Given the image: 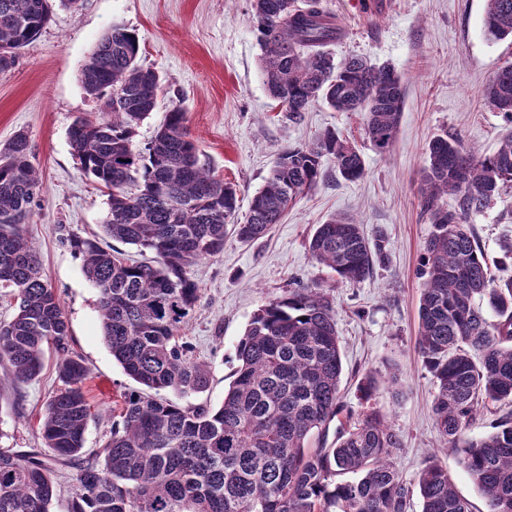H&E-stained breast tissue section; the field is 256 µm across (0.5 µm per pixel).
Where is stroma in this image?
Listing matches in <instances>:
<instances>
[{"instance_id": "1", "label": "stroma", "mask_w": 512, "mask_h": 512, "mask_svg": "<svg viewBox=\"0 0 512 512\" xmlns=\"http://www.w3.org/2000/svg\"><path fill=\"white\" fill-rule=\"evenodd\" d=\"M344 29L328 45L335 60L361 55L400 73L404 105L393 147L378 153L366 139L356 112L318 103L298 122L288 121L267 91L260 68L261 46L251 22V0H79L76 7L54 6L36 39L19 50L12 68L0 72V146L17 132L27 133L40 173V193L23 233L38 256L48 284L60 299L69 324L71 347L90 370L85 386L92 417L85 446L106 443L112 414L123 392L135 389L102 338L97 290L82 272V259L68 236L102 233L108 195L75 158L68 130L76 116L98 111L99 101L81 82L84 65L113 27L135 30L140 62L156 71L164 91L157 107L136 129L143 146L180 107L202 162L237 190L238 217H245L254 194L277 154L307 143L327 130L354 139L366 175L350 182L324 159V178L261 238L239 242L227 237L219 255L191 270L200 297L182 329L195 357L207 365L204 392L182 397V405L219 406L238 366L236 346L260 306L296 282L329 287L336 310L343 374L342 401L360 414L372 408L385 415L401 446L393 462L411 488L407 512H421L415 494L418 474L432 454H440L458 492L474 512H483L477 488L454 454H443L431 403L433 376L417 350L420 275L425 244L433 230L421 211L419 187L429 141L459 136L480 155L498 146L504 121L486 105L482 90L490 77L512 61V39L488 40L483 32L486 0H325ZM348 214L367 236L382 235L386 260L369 279L336 285L328 269L312 260L307 240L316 225ZM470 222L493 273L512 277V190ZM398 376L389 385V373ZM380 382L370 400L358 387L366 376ZM53 353L32 381L7 386L0 394V447L27 450L42 445L39 419L60 388Z\"/></svg>"}]
</instances>
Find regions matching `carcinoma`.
Here are the masks:
<instances>
[{"label": "carcinoma", "instance_id": "1", "mask_svg": "<svg viewBox=\"0 0 512 512\" xmlns=\"http://www.w3.org/2000/svg\"><path fill=\"white\" fill-rule=\"evenodd\" d=\"M0 0V71L47 23L52 2ZM270 97L297 122L316 103L364 114V133L383 153L393 146L404 102L401 76L351 55L325 51L342 28L323 0H252ZM483 30L512 39V0H487ZM138 35L115 27L85 64L86 93L100 111L77 116L69 138L81 169L108 190L105 237L154 254L124 256L99 239H67L97 289L102 336L125 375L152 391L206 390L205 364L181 330L200 288L190 268L224 250L227 227L241 241L262 237L300 194L317 187L323 159L349 181L366 173L357 145L334 132L278 154L243 223L233 221L236 189L201 163L179 107L145 146L136 128L163 92L140 64ZM486 103L506 133L495 153L476 155L454 135L427 148L420 205L433 224L425 246L418 308V353L437 383L431 413L444 447L485 499V512H512V278H494L470 215L512 188V62L487 82ZM27 134L0 148V289L15 313L0 322V390L28 382L55 354L62 387L39 429L57 462L75 469L69 512H406L408 489L391 461L396 432L376 411L348 427L341 414L343 372L336 311L324 286L299 284L261 306L236 347L235 379L217 408L182 406L131 390L101 453L86 450L89 369L73 354L57 294L45 283L21 225L40 178ZM456 207L444 206L447 196ZM308 251L340 284L360 283L385 259L353 217L316 225ZM503 406L494 431L467 430L480 408ZM422 512H472L437 456L417 479ZM51 469L36 450L0 448V512H52Z\"/></svg>", "mask_w": 512, "mask_h": 512}]
</instances>
